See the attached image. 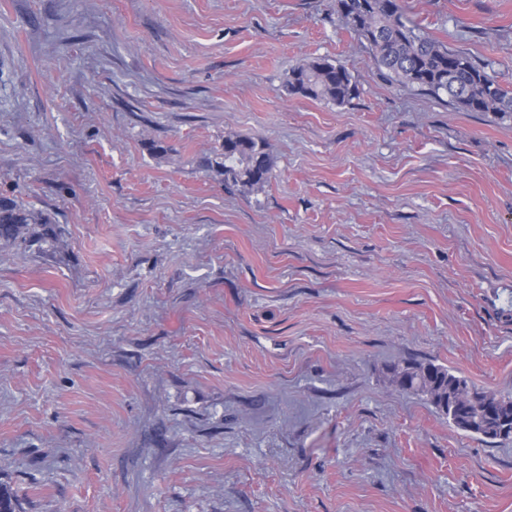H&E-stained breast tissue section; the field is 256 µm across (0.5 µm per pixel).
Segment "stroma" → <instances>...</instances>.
Returning <instances> with one entry per match:
<instances>
[{
	"label": "stroma",
	"mask_w": 512,
	"mask_h": 512,
	"mask_svg": "<svg viewBox=\"0 0 512 512\" xmlns=\"http://www.w3.org/2000/svg\"><path fill=\"white\" fill-rule=\"evenodd\" d=\"M335 0H0V485L18 512H512V119L383 82ZM512 88V0H404ZM358 87L288 95L310 57ZM273 161L230 194L228 134ZM168 145L162 158L149 142ZM48 217L35 212L14 196L0 194V242L31 247L56 238ZM390 382L403 393L415 395L441 411L459 429L484 437H501L496 418L486 416V401L497 402L507 413L512 428V396L484 392L461 376L434 362L408 361L389 369ZM460 386H471L473 397L448 411V396ZM445 408V409H444Z\"/></svg>",
	"instance_id": "stroma-1"
}]
</instances>
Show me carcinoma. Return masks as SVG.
Masks as SVG:
<instances>
[{
  "mask_svg": "<svg viewBox=\"0 0 512 512\" xmlns=\"http://www.w3.org/2000/svg\"><path fill=\"white\" fill-rule=\"evenodd\" d=\"M336 14L369 51L386 82L414 88L465 112L512 113V90L502 87L486 66L466 53L430 37L407 16L402 0H336ZM288 94L345 104L358 92L349 69L327 57H314L294 68L286 83ZM228 191L252 189L268 182L272 161L247 136H227L202 161ZM56 238L52 221L14 196L0 194V242L31 247ZM390 382L441 411L459 429L484 437L507 439L496 419L486 416V402H497L512 425V396L473 389V397L448 411V396L468 381L431 361H408L389 369Z\"/></svg>",
  "mask_w": 512,
  "mask_h": 512,
  "instance_id": "carcinoma-1",
  "label": "carcinoma"
}]
</instances>
